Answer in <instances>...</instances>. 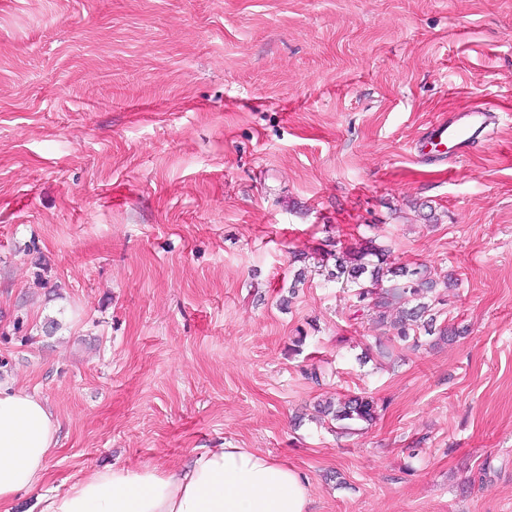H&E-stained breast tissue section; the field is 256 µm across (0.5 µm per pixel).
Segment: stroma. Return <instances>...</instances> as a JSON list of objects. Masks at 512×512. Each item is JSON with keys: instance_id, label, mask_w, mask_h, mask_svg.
<instances>
[{"instance_id": "obj_1", "label": "stroma", "mask_w": 512, "mask_h": 512, "mask_svg": "<svg viewBox=\"0 0 512 512\" xmlns=\"http://www.w3.org/2000/svg\"><path fill=\"white\" fill-rule=\"evenodd\" d=\"M373 237L464 338L376 355L326 279ZM4 374L60 422L46 490L233 446L312 512H512V0H0ZM353 392L371 424L318 422ZM496 121L493 113L479 107L452 117L437 118L420 134L414 151L430 163L455 160L489 140Z\"/></svg>"}]
</instances>
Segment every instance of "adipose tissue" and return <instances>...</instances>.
Segmentation results:
<instances>
[{"label":"adipose tissue","instance_id":"obj_1","mask_svg":"<svg viewBox=\"0 0 512 512\" xmlns=\"http://www.w3.org/2000/svg\"><path fill=\"white\" fill-rule=\"evenodd\" d=\"M60 425L35 394L0 380V505L44 477ZM309 480L248 448H204L171 473L112 465L42 497L41 512H310Z\"/></svg>","mask_w":512,"mask_h":512}]
</instances>
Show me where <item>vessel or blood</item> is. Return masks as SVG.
<instances>
[{"mask_svg": "<svg viewBox=\"0 0 512 512\" xmlns=\"http://www.w3.org/2000/svg\"><path fill=\"white\" fill-rule=\"evenodd\" d=\"M497 118L482 108L433 120L414 144L415 152L432 163H442L466 154L489 140Z\"/></svg>", "mask_w": 512, "mask_h": 512, "instance_id": "obj_1", "label": "vessel or blood"}]
</instances>
